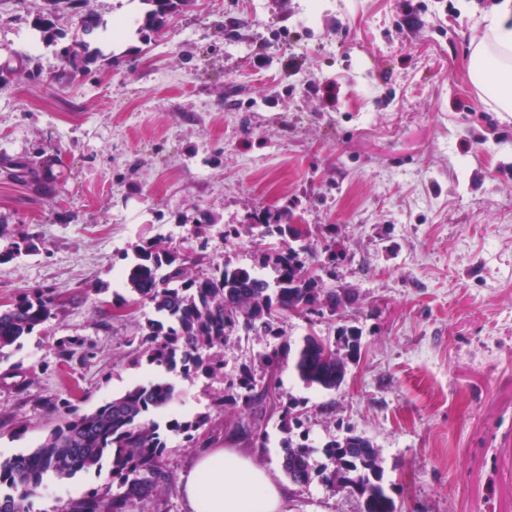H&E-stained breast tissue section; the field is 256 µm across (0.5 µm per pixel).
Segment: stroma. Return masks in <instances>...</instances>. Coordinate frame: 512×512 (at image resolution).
<instances>
[{
    "label": "stroma",
    "instance_id": "obj_1",
    "mask_svg": "<svg viewBox=\"0 0 512 512\" xmlns=\"http://www.w3.org/2000/svg\"><path fill=\"white\" fill-rule=\"evenodd\" d=\"M494 0H189L159 36L137 28L139 0H88L103 26L90 73L52 75L59 45L32 53L38 78L0 79V162L53 158L51 196L0 170V227L25 226L39 252L0 261V303L36 288L66 305L0 358V459L36 448L71 403L93 411L155 367L136 363L151 306L128 295L125 256L141 242L179 246L211 214L214 263L262 270L269 242L243 230L257 209L287 207L315 250L340 259L327 284L357 300L323 321L362 329L339 389L276 374L304 402L299 430L315 473L287 512H362L320 480L332 439L371 441L397 512H512V112L471 83V44ZM46 0H0V65L30 51ZM335 225L327 235L326 225ZM74 343L70 365L56 344ZM224 341V376L176 378L177 417L211 416L197 443L168 438L173 479L196 446L244 447L224 378L269 346ZM80 473L49 483L36 512L105 489Z\"/></svg>",
    "mask_w": 512,
    "mask_h": 512
}]
</instances>
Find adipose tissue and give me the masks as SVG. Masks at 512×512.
I'll return each mask as SVG.
<instances>
[{
    "label": "adipose tissue",
    "mask_w": 512,
    "mask_h": 512,
    "mask_svg": "<svg viewBox=\"0 0 512 512\" xmlns=\"http://www.w3.org/2000/svg\"><path fill=\"white\" fill-rule=\"evenodd\" d=\"M484 19L470 79L499 111L512 112V0H498ZM182 489L189 512H284L290 495L275 468L256 465L244 448L202 449Z\"/></svg>",
    "instance_id": "1"
}]
</instances>
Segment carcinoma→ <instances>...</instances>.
Masks as SVG:
<instances>
[{
	"mask_svg": "<svg viewBox=\"0 0 512 512\" xmlns=\"http://www.w3.org/2000/svg\"><path fill=\"white\" fill-rule=\"evenodd\" d=\"M51 6L64 4L76 18L71 43L62 48V67L55 79L74 80L89 70L98 55L90 50V39L100 26L97 17L86 11L87 0H49ZM187 0H143L148 6L139 35L148 41L166 26L170 15ZM53 12L38 17L35 26L42 42H56L58 33ZM3 168L15 180L29 181L36 191L52 192L49 161H5ZM294 213L288 208L255 210L248 216V228L261 237H275L278 246L264 253L263 266L275 272L269 281L251 269L211 262L205 254L211 216H202L190 226L186 242L196 246L164 247L144 241L134 248L133 260L123 269L126 285L134 298H118L117 308L148 304L154 317L147 319L138 358L174 376L212 378L224 373V340L242 328L258 337L279 340L260 355L259 369L244 368L227 381L218 407L238 410L237 426L255 448L265 447L266 423L279 413L281 467L292 483L305 487L311 482L310 449L293 438V429L302 425L306 406L297 400L282 402L276 386V372L293 362L300 379L332 391L343 383L348 363L358 358L362 330L357 326L336 328L341 349L326 351L324 336L307 333L297 349L282 339L278 327L283 316L296 314L311 323L331 319L345 306L344 297L327 285L321 272L336 265V249H324L325 258L306 243L289 241ZM0 251V260L13 259L39 250L37 238L21 229ZM196 273H190V269ZM61 303V295L35 288L18 299L0 305V357L21 344L35 329L45 324ZM176 398L175 385L154 378L138 384L97 407L77 413L64 406L69 418L51 430L33 452L18 454L0 462V512H31L30 498L49 479H68L81 472L101 473L108 469L116 491L86 490L80 497L54 508L52 512H143L172 491L173 479L164 464L167 433L196 440L195 433L209 422V415L172 418L160 423L151 418ZM324 454L333 467L322 474V482L334 490L347 489L363 501V512H397L394 499L382 485L376 451L370 440L350 435L324 445Z\"/></svg>",
	"mask_w": 512,
	"mask_h": 512,
	"instance_id": "cac0c4a2",
	"label": "carcinoma"
}]
</instances>
